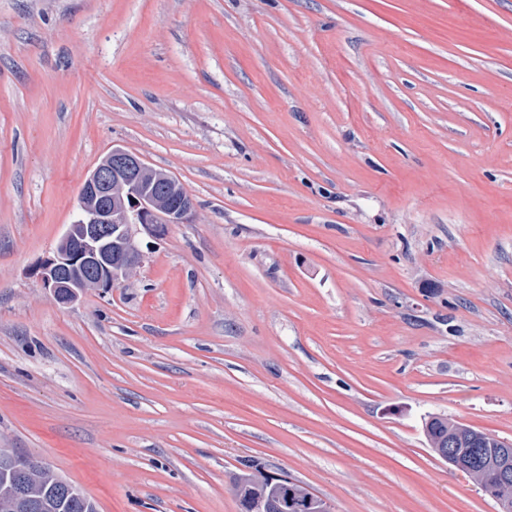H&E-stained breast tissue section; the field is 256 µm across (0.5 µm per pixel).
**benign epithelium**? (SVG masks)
<instances>
[{"mask_svg": "<svg viewBox=\"0 0 512 512\" xmlns=\"http://www.w3.org/2000/svg\"><path fill=\"white\" fill-rule=\"evenodd\" d=\"M194 212V199L174 177L116 148L85 178L77 219L36 273L58 304L71 305L90 290L132 278L144 257L138 236H160L170 224L190 222ZM439 456L487 494L498 512H512L511 441L462 430L448 435V449ZM486 467L495 475L491 486L483 482ZM0 470L11 474L0 512L35 508L23 462L0 449Z\"/></svg>", "mask_w": 512, "mask_h": 512, "instance_id": "7a95c632", "label": "benign epithelium"}]
</instances>
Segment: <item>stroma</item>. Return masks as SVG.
I'll list each match as a JSON object with an SVG mask.
<instances>
[{
    "mask_svg": "<svg viewBox=\"0 0 512 512\" xmlns=\"http://www.w3.org/2000/svg\"><path fill=\"white\" fill-rule=\"evenodd\" d=\"M120 147L196 216L58 305ZM512 440V0H0V448L99 512H496L429 448ZM257 472L259 475L250 473L242 475L236 484V493L244 511H249L243 508L245 505L256 503L268 497L272 477H263L264 475L259 470Z\"/></svg>",
    "mask_w": 512,
    "mask_h": 512,
    "instance_id": "1",
    "label": "stroma"
}]
</instances>
